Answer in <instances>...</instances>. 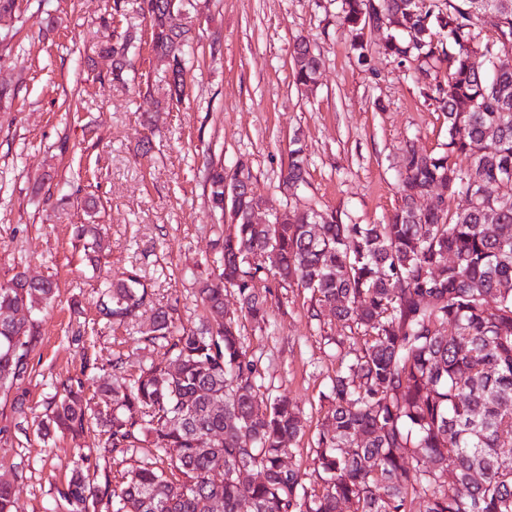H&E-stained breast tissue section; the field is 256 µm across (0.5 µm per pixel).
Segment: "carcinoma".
<instances>
[{
  "mask_svg": "<svg viewBox=\"0 0 512 512\" xmlns=\"http://www.w3.org/2000/svg\"><path fill=\"white\" fill-rule=\"evenodd\" d=\"M137 11L151 51L171 69L169 101L179 103L193 43L187 4L141 0ZM337 16L362 63L365 21L389 25L381 49L445 113L448 141L436 154L405 149L400 202L382 224H343L297 204L254 224L261 198L250 189L224 202L235 175L208 161L212 208H229L237 224L219 225L215 257L193 273L206 323L179 327L173 308L153 309L142 339L169 346L171 357L136 374L110 364L114 380L98 386L95 403L85 370L68 374L36 424L44 437L74 441L94 422L106 456L152 448L116 483L104 479L112 512H209L217 499L224 512H411L416 499L422 512H512V0H338ZM135 39L127 29L101 44L112 79L132 66ZM292 66L296 85L306 86L321 58L298 38ZM306 175L295 141L279 183L296 196ZM458 196L466 205L450 208ZM419 197L429 198L424 210L414 208ZM101 233L99 224L72 227L73 247L93 267ZM261 280L299 288L310 319L340 322L347 334L328 337L336 348L352 335L363 340L330 377L309 474L284 468L305 434L301 409L263 390L239 317L224 318L230 291L243 317L269 323ZM100 288L99 313L114 324L153 304L134 269ZM55 297L49 278L17 273L0 282V391L25 376L36 315ZM91 467L78 457L57 488L68 512L96 509Z\"/></svg>",
  "mask_w": 512,
  "mask_h": 512,
  "instance_id": "cac0c4a2",
  "label": "carcinoma"
}]
</instances>
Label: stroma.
<instances>
[{
	"label": "stroma",
	"mask_w": 512,
	"mask_h": 512,
	"mask_svg": "<svg viewBox=\"0 0 512 512\" xmlns=\"http://www.w3.org/2000/svg\"><path fill=\"white\" fill-rule=\"evenodd\" d=\"M113 0H17L0 17V282L20 271L51 278L55 302L38 314L28 373L0 393V478L13 486L17 512H66L56 488L76 455L117 476L150 457L137 448L108 458L99 436L42 443L35 420L61 377L121 360L126 373L163 358L136 324L98 321L103 277L137 269L156 304L179 324L198 326L203 309L192 276L212 256L218 216L203 162L244 161L267 212L291 204L278 187L292 144L308 157L301 200L345 224H378L399 203L406 145L435 153L448 139L443 112L424 103L397 60L375 52L360 64L335 0H197L195 41L185 79L189 94L166 104L169 73L137 33L127 84L112 80L99 54L113 34ZM309 40L322 59L314 88L297 86L292 44ZM101 224L100 267L81 265L71 246L75 224ZM271 323L245 322L244 345L261 360L271 394L302 410L306 436L292 463L312 469L311 433L328 409L327 383L339 358L336 322L319 325L295 288L270 290Z\"/></svg>",
	"instance_id": "1"
}]
</instances>
